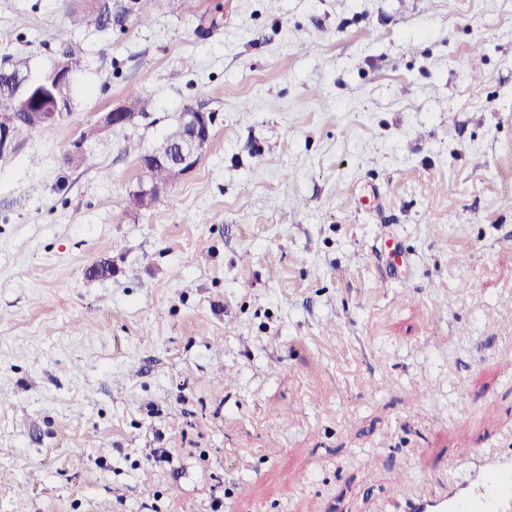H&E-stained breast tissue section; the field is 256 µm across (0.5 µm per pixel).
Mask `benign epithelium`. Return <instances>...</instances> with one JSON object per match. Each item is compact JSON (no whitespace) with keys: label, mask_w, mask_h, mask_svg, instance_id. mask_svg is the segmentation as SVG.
I'll return each mask as SVG.
<instances>
[{"label":"benign epithelium","mask_w":512,"mask_h":512,"mask_svg":"<svg viewBox=\"0 0 512 512\" xmlns=\"http://www.w3.org/2000/svg\"><path fill=\"white\" fill-rule=\"evenodd\" d=\"M66 104L60 101L52 112H25L26 118L37 119L43 128H52L64 122L69 114L65 112ZM135 113L126 111V107H120L104 113L98 121L100 130L105 131L112 126H125L132 123ZM216 114L213 112H198L191 110L183 112L179 116L182 126L181 137L172 142L164 139L145 155L144 162L147 165L168 163L170 161L182 166L185 173L193 172L204 151L210 145ZM16 131L10 128H0V156L10 155L15 150ZM165 189L159 184L146 179L138 184L133 194L144 204L156 202Z\"/></svg>","instance_id":"7a95c632"}]
</instances>
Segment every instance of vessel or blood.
<instances>
[{"label": "vessel or blood", "instance_id": "1", "mask_svg": "<svg viewBox=\"0 0 512 512\" xmlns=\"http://www.w3.org/2000/svg\"><path fill=\"white\" fill-rule=\"evenodd\" d=\"M409 512H512V451L482 457L465 482L432 476Z\"/></svg>", "mask_w": 512, "mask_h": 512}]
</instances>
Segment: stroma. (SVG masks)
Listing matches in <instances>:
<instances>
[{
	"label": "stroma",
	"instance_id": "1",
	"mask_svg": "<svg viewBox=\"0 0 512 512\" xmlns=\"http://www.w3.org/2000/svg\"><path fill=\"white\" fill-rule=\"evenodd\" d=\"M89 12L0 0L32 77L65 37L88 60L67 121L0 157V512H390L512 449V0ZM190 108L199 165L124 212ZM118 1L123 6L121 14L122 20L126 21L134 17L133 22L141 26L148 24L153 14L166 9L171 3V0H140V2L139 0ZM95 2H97L98 7L92 14L91 22L101 31L116 28L114 21H117L116 15L121 12L119 2L114 0H97ZM138 5L139 12L137 14ZM134 101L137 102V105L132 112H126V106L113 109L110 112H105L101 116V118L97 124L100 131L108 130L111 127V125L114 128L115 126L123 127L127 124L132 123L133 119L135 118V115L137 114L134 112L139 107L138 100H134Z\"/></svg>",
	"mask_w": 512,
	"mask_h": 512
}]
</instances>
